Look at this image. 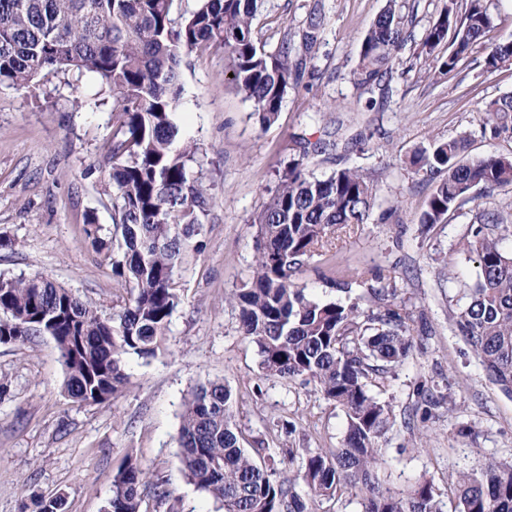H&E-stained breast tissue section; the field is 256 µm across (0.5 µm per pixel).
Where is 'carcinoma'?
Listing matches in <instances>:
<instances>
[{"instance_id": "cac0c4a2", "label": "carcinoma", "mask_w": 512, "mask_h": 512, "mask_svg": "<svg viewBox=\"0 0 512 512\" xmlns=\"http://www.w3.org/2000/svg\"><path fill=\"white\" fill-rule=\"evenodd\" d=\"M259 0H202L187 16L173 17L174 0H0V86L28 89L44 72L95 78L112 100V140L105 164L112 184V243L98 236L95 218L85 232L97 249L112 248V274L132 285L122 313L105 317L94 305L46 276L0 277V343L53 338L65 370L64 390L79 405L101 404L127 383L126 357L155 354L179 296L174 288L182 237L204 223L209 197L192 178V149L182 141L175 113L182 99L181 67L201 48L224 50L228 81L254 105L263 125L274 123L292 83L306 67L288 45L268 53L255 28ZM494 24L486 0H468L463 15L448 5L428 29L426 53L448 75L482 44ZM324 25L314 7L300 34L310 51ZM396 0H387L360 42L356 73L378 87L384 69L408 41ZM512 67V40L486 54L485 72ZM482 134L512 137V92L486 105ZM469 135L437 144L410 164L436 170V183L420 218L421 230L477 190L512 189V155L467 158ZM320 146H303L288 163L279 187L254 223L257 256L249 287L232 294L243 335L259 349L268 378L312 383L346 417L341 446L330 454L310 450L296 475L284 477L260 464L241 444L232 393L221 382L191 392L178 440L186 475L224 512H314L313 505L345 492L363 496L362 512H442L433 480L403 496L383 487L376 473L380 441L395 424L389 403L372 394L376 379L413 354L408 316L393 306L394 277L379 286L358 271L346 284L367 290L368 305L310 300L293 279L312 262L335 264L328 234L337 226L369 224L377 203L373 180L355 168L325 179L305 173L304 160ZM512 219L487 209L470 225L463 250L477 264L469 301L452 324L490 379L512 397V251L501 246ZM458 512H512V463L491 460L462 471L453 482ZM160 500L170 491L129 455L112 475L103 512H140L142 493ZM30 512H66L62 494L31 493Z\"/></svg>"}]
</instances>
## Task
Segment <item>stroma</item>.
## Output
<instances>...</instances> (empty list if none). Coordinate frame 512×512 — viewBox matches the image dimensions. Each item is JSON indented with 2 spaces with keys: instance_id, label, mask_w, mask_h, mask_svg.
Masks as SVG:
<instances>
[{
  "instance_id": "35a3bbf8",
  "label": "stroma",
  "mask_w": 512,
  "mask_h": 512,
  "mask_svg": "<svg viewBox=\"0 0 512 512\" xmlns=\"http://www.w3.org/2000/svg\"><path fill=\"white\" fill-rule=\"evenodd\" d=\"M325 23L291 86L277 120L261 126L254 105L224 73L230 60L208 50L182 66L183 96L175 119L195 147L189 164L212 199L208 216L187 240L176 274L179 304L154 356L128 357L129 382L110 401L78 405L64 390L65 371L54 340L0 344V512H24L30 492L64 494L67 512H103L111 479L126 456L137 458L171 492L145 494L142 512H222L189 483L182 469L178 428L192 389L222 381L233 394L245 448H270L280 472L283 452L340 447L343 412L313 385L263 377L257 347L242 333L230 294L248 287L258 225L252 219L274 194L300 140L322 143L308 173L324 179L354 167L374 179L385 221L335 231L336 263L374 277L395 276L397 305L409 314L415 350L392 377L381 400L397 422L381 445L377 473L385 487L406 491L432 479L443 512H455L457 472L488 459L512 461V397L504 394L449 324L477 278L462 249L476 213L512 214V190L479 194L444 223L419 233V218L438 177L410 166L416 153L469 133V155L512 154V140L482 138L485 105L512 91V70L487 75V48L512 39V0H492L495 27L484 46L451 76L422 50L428 28L446 5L466 0H397L412 39L383 82L388 95L356 83L360 41L386 0H261L256 26L267 51L299 45L313 5ZM91 77L46 73L35 88L0 86V276H47L91 301L105 316L130 297L112 275V258L85 233L95 214L102 236L112 231V199L101 169L112 137V106L87 111L77 100L94 95ZM308 298L347 303L327 268L295 276ZM295 422L293 434L277 430Z\"/></svg>"
}]
</instances>
